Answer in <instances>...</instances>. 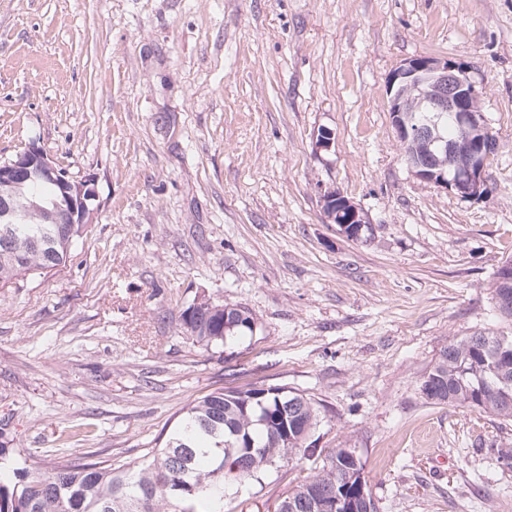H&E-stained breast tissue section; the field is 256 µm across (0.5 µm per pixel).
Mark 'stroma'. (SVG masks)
Here are the masks:
<instances>
[{
	"mask_svg": "<svg viewBox=\"0 0 512 512\" xmlns=\"http://www.w3.org/2000/svg\"><path fill=\"white\" fill-rule=\"evenodd\" d=\"M428 56L480 91V199L418 179L395 137L388 79ZM32 141L94 179L96 214L65 266L0 288L12 454L134 460L257 382L319 403L312 462L356 449L377 512H512V420L420 391L450 341L512 336L490 293L512 258V0H0V161ZM332 189L367 242L326 222ZM200 299L255 335L197 343ZM302 476L227 486L224 512H270ZM322 208L328 221L338 223L339 230L348 239L366 241L372 235L371 224H367L362 210L339 190H329L322 195Z\"/></svg>",
	"mask_w": 512,
	"mask_h": 512,
	"instance_id": "35a3bbf8",
	"label": "stroma"
}]
</instances>
